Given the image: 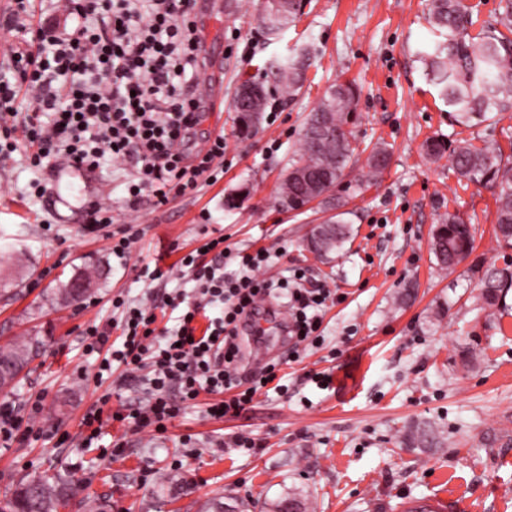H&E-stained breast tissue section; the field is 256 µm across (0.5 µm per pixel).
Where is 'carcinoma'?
<instances>
[{"label":"carcinoma","instance_id":"1","mask_svg":"<svg viewBox=\"0 0 512 512\" xmlns=\"http://www.w3.org/2000/svg\"><path fill=\"white\" fill-rule=\"evenodd\" d=\"M302 0L281 3L267 0L265 18L271 32L281 30L301 12ZM430 24L444 40L427 45L420 55L429 60L432 81L439 96L448 105V119L453 124L470 125L495 120L503 112H512V0H500L498 12L484 26L479 48L465 40L469 24L461 10L460 0H431ZM308 53L288 58L275 66V80L293 94L300 87L307 67ZM263 96L247 105H235V125L239 134L252 133L251 113L266 111L269 104L267 87L259 85ZM357 90L350 82H336L328 87L317 106L309 113L304 127L301 156L289 167L282 188V206L301 211L310 205L316 186L331 191L351 161L353 148L344 125L355 111ZM430 157L446 155L457 175L493 190L497 208L494 216L498 241L512 245V162L504 159L502 150L493 142L477 146L469 141L431 140ZM351 229L343 218L326 222L321 233L311 232L308 249L319 257L339 250L350 238ZM431 250L441 267L450 269L467 259L474 250L472 227L458 216L448 214L436 225L431 235ZM91 282L86 272L76 273L59 282L50 301L72 303L81 298L73 282ZM512 290V268H488L480 277V299L483 309L494 314L506 305ZM41 345L37 336L0 349V389L14 386L18 376L28 367ZM411 442L432 448L440 444L434 427L426 424L416 430ZM77 495L70 478L57 474L21 480L16 488L0 499V512H60L69 507Z\"/></svg>","mask_w":512,"mask_h":512}]
</instances>
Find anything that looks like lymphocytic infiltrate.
Here are the masks:
<instances>
[{"label": "lymphocytic infiltrate", "mask_w": 512, "mask_h": 512, "mask_svg": "<svg viewBox=\"0 0 512 512\" xmlns=\"http://www.w3.org/2000/svg\"><path fill=\"white\" fill-rule=\"evenodd\" d=\"M30 0H14L7 20L25 34L12 56V77H0V130L21 131L34 167L44 169L63 155L78 168H99L103 159L130 163L127 207L198 192L224 172V138L205 153L186 154L182 144L200 120L196 93L198 34L190 0H66L77 24L71 30L30 32ZM223 237L205 239L181 257L200 293L152 292L150 304L116 295L120 317L111 328L88 326L84 349L101 356L99 372L120 369L124 381L147 390L145 400L113 412L90 407L80 422L83 446H92L105 422L162 434L201 392L214 394L210 417L238 415L275 378L274 366L242 381L236 343L239 321L257 302L278 293L289 310L288 335L296 344L323 339L329 289L298 287L303 271L270 282L259 278L273 255L265 248L239 255L235 272L224 270ZM219 308L204 332L193 322L202 305ZM178 310L175 326L155 331L156 309ZM117 341H110L111 329Z\"/></svg>", "instance_id": "f902f5d3"}]
</instances>
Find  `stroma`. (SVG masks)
Listing matches in <instances>:
<instances>
[{
  "instance_id": "stroma-1",
  "label": "stroma",
  "mask_w": 512,
  "mask_h": 512,
  "mask_svg": "<svg viewBox=\"0 0 512 512\" xmlns=\"http://www.w3.org/2000/svg\"><path fill=\"white\" fill-rule=\"evenodd\" d=\"M264 8L265 0H192L206 117L187 148L196 153L223 135L224 176L215 184L131 209L129 163L107 161L89 172L58 160L36 172L22 148L0 160V281L11 288L0 293V348L34 335L44 342L15 387L0 389V403L42 396L44 420L73 436L61 446L0 447V495L22 478L60 472L78 488L70 512H92L101 498L112 512H207L214 498L238 512H266L293 490L307 512H401L405 500L429 496L446 498V512H512V295L492 318L475 302L482 272L512 265V248L495 238L491 190L458 179L448 159L425 155L427 142L441 137L492 141L512 158V115L493 125L449 124L419 55L423 43L440 39L429 0H307L275 40ZM303 50L309 66L301 90L291 96L276 88L257 129L240 136L239 85L273 86L270 63ZM339 80L352 82L359 97L346 126L354 155L331 191L344 201L353 235L324 260L305 239L328 210L288 211L279 192L301 152L306 115ZM376 143L391 153L379 173L368 164ZM36 178L47 186L44 197L29 194ZM95 202L141 230L127 262L113 256L104 232L84 230ZM204 211L212 216L206 226ZM450 213L473 225L475 249L442 270L431 231ZM206 227L221 230L232 250H279L266 279L303 268L343 293L325 311L323 344L289 352L280 340L284 309L267 299L259 306L266 335L242 336L239 373L246 380L261 371L255 355L266 352L287 396L260 394L238 416L217 421L205 413L204 393L165 433H127L115 422L104 426L102 447H81V417L104 391L82 330L110 323L112 295L142 297L141 265L176 271ZM76 271L91 273L95 287L79 303L52 307L47 295L59 276ZM310 371L328 374L329 387L306 381ZM423 421L441 431L443 447L407 446L410 428ZM237 432L252 434L258 448L225 451L224 438Z\"/></svg>"
}]
</instances>
